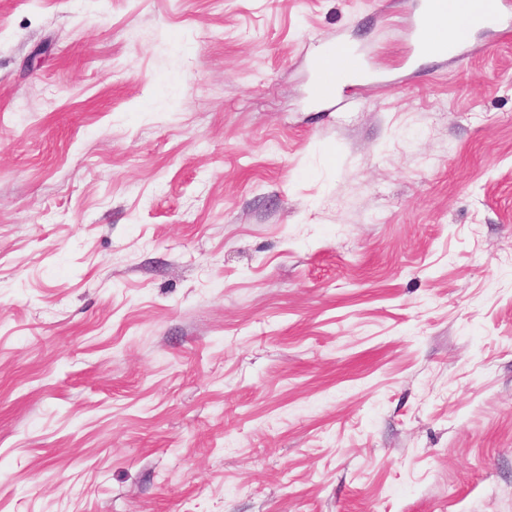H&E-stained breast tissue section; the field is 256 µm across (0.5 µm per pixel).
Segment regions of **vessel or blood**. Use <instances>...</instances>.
<instances>
[{
	"mask_svg": "<svg viewBox=\"0 0 512 512\" xmlns=\"http://www.w3.org/2000/svg\"><path fill=\"white\" fill-rule=\"evenodd\" d=\"M457 15L453 30L441 27L442 18ZM406 62L424 58L466 56L472 36L478 32H512V0H414L407 16ZM364 61L358 48L343 39L327 40L311 60L314 73L312 95L328 102L337 92L357 93Z\"/></svg>",
	"mask_w": 512,
	"mask_h": 512,
	"instance_id": "b4317fda",
	"label": "vessel or blood"
}]
</instances>
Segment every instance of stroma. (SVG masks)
Segmentation results:
<instances>
[{
  "label": "stroma",
  "instance_id": "1",
  "mask_svg": "<svg viewBox=\"0 0 512 512\" xmlns=\"http://www.w3.org/2000/svg\"><path fill=\"white\" fill-rule=\"evenodd\" d=\"M409 2L0 0V512H512V36ZM465 2L466 8H456ZM454 15L459 24L451 31L439 21ZM407 51L405 63L416 64L423 58L461 59L466 56L472 36L477 32H512L511 0H414L407 15ZM364 61L361 51L344 39H329L321 51L311 60L314 72L313 98L328 102L338 91H349L354 95L360 89L357 83Z\"/></svg>",
  "mask_w": 512,
  "mask_h": 512
}]
</instances>
